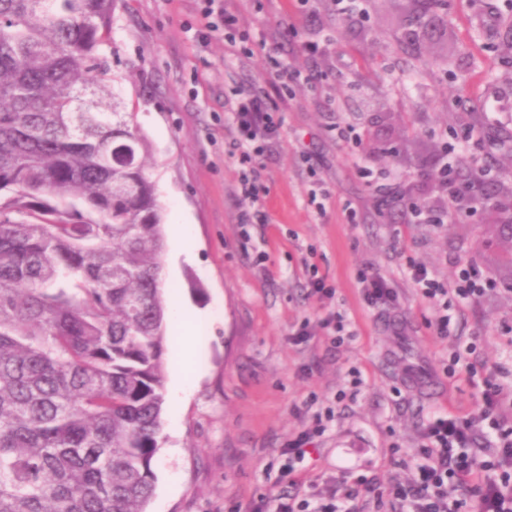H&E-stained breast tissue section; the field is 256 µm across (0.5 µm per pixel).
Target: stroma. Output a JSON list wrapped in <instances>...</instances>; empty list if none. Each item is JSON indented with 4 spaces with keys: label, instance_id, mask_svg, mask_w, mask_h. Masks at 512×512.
Masks as SVG:
<instances>
[{
    "label": "stroma",
    "instance_id": "35a3bbf8",
    "mask_svg": "<svg viewBox=\"0 0 512 512\" xmlns=\"http://www.w3.org/2000/svg\"><path fill=\"white\" fill-rule=\"evenodd\" d=\"M227 6L244 46L220 30L200 41L198 0H118L112 24L107 77L149 142L165 224L189 225L196 244L188 262L167 242L164 294L209 314L193 326L200 345L188 364L201 376L182 404H164L147 512H245L281 492L279 449L329 408L312 474L403 478L429 417L475 407L446 374L456 341L474 342V362L501 367L512 388V244L497 233L500 204L448 199L432 178L448 162L465 177L475 159L491 171L487 187H512V0H445L421 30L407 0H358L344 18L336 0ZM273 54L289 84L275 78ZM237 89L267 96L283 118L255 167L258 203L240 194L231 154ZM469 128L474 140L461 141ZM412 201L450 216L415 223ZM412 261L448 286L470 267L496 287L471 303L449 297L442 339ZM315 272L333 299L310 296ZM371 272L394 302L366 303L359 278ZM330 312L351 324L343 344L316 326ZM306 320L312 336L293 342Z\"/></svg>",
    "mask_w": 512,
    "mask_h": 512
}]
</instances>
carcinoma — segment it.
<instances>
[{
	"label": "carcinoma",
	"mask_w": 512,
	"mask_h": 512,
	"mask_svg": "<svg viewBox=\"0 0 512 512\" xmlns=\"http://www.w3.org/2000/svg\"><path fill=\"white\" fill-rule=\"evenodd\" d=\"M116 0H0V512H146L163 207L109 70Z\"/></svg>",
	"instance_id": "cac0c4a2"
}]
</instances>
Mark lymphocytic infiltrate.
Wrapping results in <instances>:
<instances>
[{
    "label": "lymphocytic infiltrate",
    "mask_w": 512,
    "mask_h": 512,
    "mask_svg": "<svg viewBox=\"0 0 512 512\" xmlns=\"http://www.w3.org/2000/svg\"><path fill=\"white\" fill-rule=\"evenodd\" d=\"M199 2L200 37L209 38L211 32L220 30L225 42L235 44L237 19L224 8L223 0ZM231 122L238 161L251 167L270 151L282 128L278 107L257 93H238ZM409 272L421 296L442 310L436 322V333L441 337L450 334L451 318L446 312L449 295L470 301L485 292L468 272L459 275L451 291L421 264L410 263ZM475 350L471 342L458 345L450 355L448 374L462 376L477 390V411H452L423 425L421 446L409 476L388 490L393 512H512V424L501 414L504 387L494 382L490 371L472 361ZM324 430L322 414H315L312 426L280 449V475L287 478L290 490L259 499L250 512H358L354 502L361 489L370 485L362 475L314 484L308 498L292 492L306 474L314 438Z\"/></svg>",
    "instance_id": "obj_1"
}]
</instances>
